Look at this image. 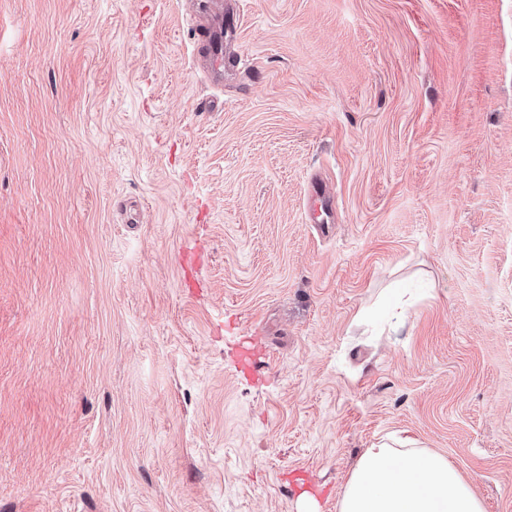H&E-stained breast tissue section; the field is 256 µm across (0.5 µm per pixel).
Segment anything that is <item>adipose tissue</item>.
<instances>
[{"instance_id": "1", "label": "adipose tissue", "mask_w": 512, "mask_h": 512, "mask_svg": "<svg viewBox=\"0 0 512 512\" xmlns=\"http://www.w3.org/2000/svg\"><path fill=\"white\" fill-rule=\"evenodd\" d=\"M339 512H485V507L444 456L381 443L360 458Z\"/></svg>"}]
</instances>
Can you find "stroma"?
I'll list each match as a JSON object with an SVG mask.
<instances>
[{"label":"stroma","mask_w":512,"mask_h":512,"mask_svg":"<svg viewBox=\"0 0 512 512\" xmlns=\"http://www.w3.org/2000/svg\"><path fill=\"white\" fill-rule=\"evenodd\" d=\"M236 9L217 87L191 0H0V512H337L382 442L512 512V0Z\"/></svg>","instance_id":"stroma-1"}]
</instances>
